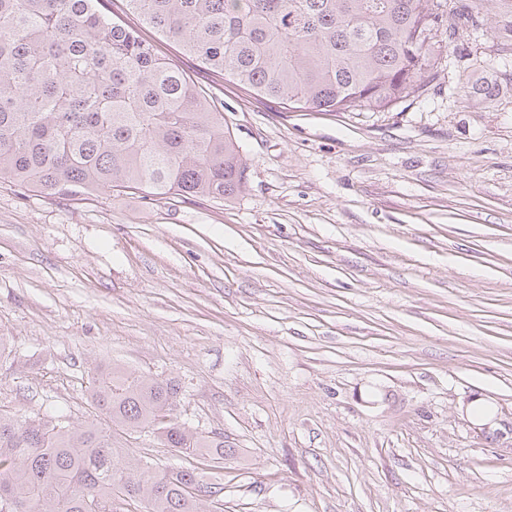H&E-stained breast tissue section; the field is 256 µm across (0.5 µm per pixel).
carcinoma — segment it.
I'll return each instance as SVG.
<instances>
[{
    "instance_id": "obj_1",
    "label": "carcinoma",
    "mask_w": 512,
    "mask_h": 512,
    "mask_svg": "<svg viewBox=\"0 0 512 512\" xmlns=\"http://www.w3.org/2000/svg\"><path fill=\"white\" fill-rule=\"evenodd\" d=\"M116 1L133 21H114ZM491 2L497 55L512 56V0ZM490 24L485 0H0V179L74 200L242 192L224 113L146 28L292 109L380 112L426 93L444 42ZM89 399L94 414L79 425L0 414V512H95L90 503L115 500L125 512H209L215 491L196 468L157 470L120 441L150 429L190 458L234 456L223 435L174 415L177 384L114 367Z\"/></svg>"
}]
</instances>
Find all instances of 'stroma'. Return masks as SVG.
Segmentation results:
<instances>
[{
	"instance_id": "35a3bbf8",
	"label": "stroma",
	"mask_w": 512,
	"mask_h": 512,
	"mask_svg": "<svg viewBox=\"0 0 512 512\" xmlns=\"http://www.w3.org/2000/svg\"><path fill=\"white\" fill-rule=\"evenodd\" d=\"M147 36L220 105L234 200L0 179V412L82 422L96 373L179 383L223 512H512V58L460 31L424 96L309 112ZM499 81L494 97L474 83ZM493 403L480 426L462 411Z\"/></svg>"
}]
</instances>
